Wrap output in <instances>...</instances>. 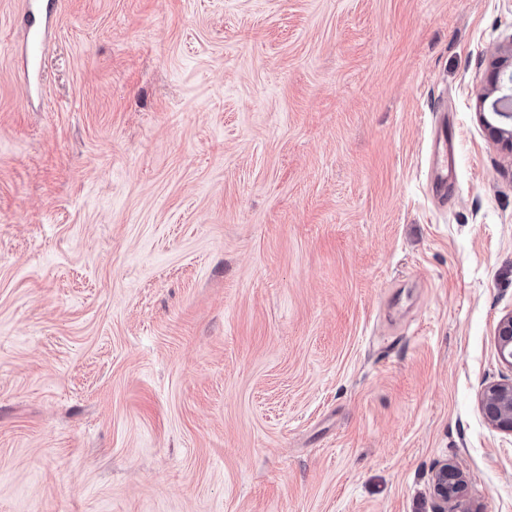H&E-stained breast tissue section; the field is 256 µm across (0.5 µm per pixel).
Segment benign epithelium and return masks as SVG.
Listing matches in <instances>:
<instances>
[{
  "label": "benign epithelium",
  "instance_id": "1",
  "mask_svg": "<svg viewBox=\"0 0 512 512\" xmlns=\"http://www.w3.org/2000/svg\"><path fill=\"white\" fill-rule=\"evenodd\" d=\"M479 111L489 137L512 151V45L493 54L488 87L479 97ZM496 347L499 359L512 367V314L497 324ZM480 406L491 426L512 434V381L485 387ZM432 492L438 512H461L464 479L460 467L443 464L433 477Z\"/></svg>",
  "mask_w": 512,
  "mask_h": 512
}]
</instances>
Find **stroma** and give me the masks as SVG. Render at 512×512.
<instances>
[{
  "instance_id": "35a3bbf8",
  "label": "stroma",
  "mask_w": 512,
  "mask_h": 512,
  "mask_svg": "<svg viewBox=\"0 0 512 512\" xmlns=\"http://www.w3.org/2000/svg\"><path fill=\"white\" fill-rule=\"evenodd\" d=\"M0 0V512H512V0ZM446 194L435 190L440 124ZM39 3L34 9L32 3L29 4V11L25 15V23L29 34L28 52L30 57L38 62L42 59L45 50V42L40 31L41 14L45 11L46 16L52 9V0H32ZM491 69L488 87L478 100L479 114L489 137L502 142L512 153V44L493 54ZM496 93L498 96L490 107L500 120L493 124L486 119L484 110L488 99ZM495 336L499 359L512 367V314L498 322ZM480 406L491 426L512 434V381L485 387ZM432 492L438 501L437 512H461L464 479L460 467L455 463L443 464L433 477Z\"/></svg>"
}]
</instances>
